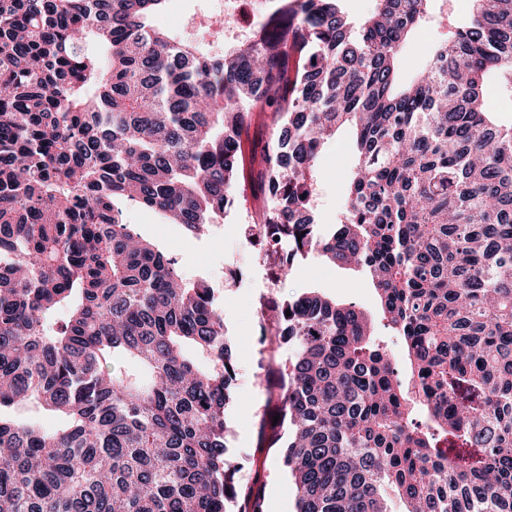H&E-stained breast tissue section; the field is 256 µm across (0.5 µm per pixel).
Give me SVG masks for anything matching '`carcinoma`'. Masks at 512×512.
<instances>
[{"mask_svg": "<svg viewBox=\"0 0 512 512\" xmlns=\"http://www.w3.org/2000/svg\"><path fill=\"white\" fill-rule=\"evenodd\" d=\"M163 2L0 0V512H265L227 456L213 288L123 219L133 202L202 235L246 182L287 263L368 275L409 365L315 290L262 311L294 352L258 447L297 512H512V123L490 96H512V0H474L405 86L435 0L358 24L343 0H276L217 55L153 27ZM344 128L355 166L322 235L317 164Z\"/></svg>", "mask_w": 512, "mask_h": 512, "instance_id": "obj_1", "label": "carcinoma"}]
</instances>
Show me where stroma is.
<instances>
[{"mask_svg":"<svg viewBox=\"0 0 512 512\" xmlns=\"http://www.w3.org/2000/svg\"><path fill=\"white\" fill-rule=\"evenodd\" d=\"M438 5L440 11L428 27L404 46V80H412L420 71L429 42L444 37L450 20L465 19L470 10L468 0H438ZM212 9L211 0H167L153 22L161 30L195 41L200 49L220 51L224 38ZM352 164L351 136L339 132L326 144L318 169L313 208L322 232H329L342 217ZM244 215V206H233L208 232L196 237L156 212L135 204L124 207L126 222L174 259L185 277L206 280L214 288L238 367L226 437L228 455L240 467L241 485L250 484L257 476L265 482L266 512H295L290 474L274 453L256 446L255 425L268 412L277 382L269 352L259 343L263 332L260 305L274 306L314 289L363 310L395 358H402V344L382 326L376 291L360 269L328 264L311 255L295 260L287 276L274 281V269L264 265L261 258L263 244L249 243L241 233Z\"/></svg>","mask_w":512,"mask_h":512,"instance_id":"stroma-1","label":"stroma"}]
</instances>
